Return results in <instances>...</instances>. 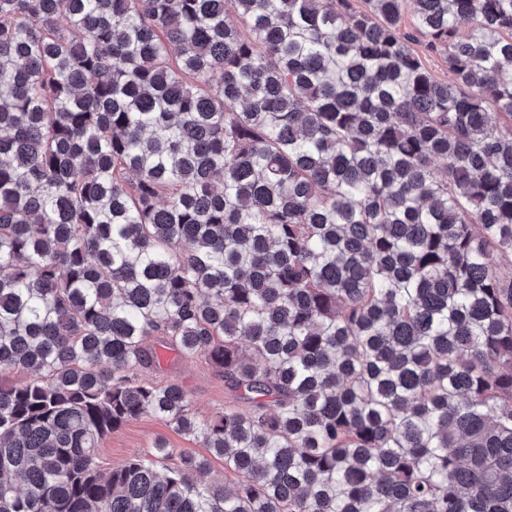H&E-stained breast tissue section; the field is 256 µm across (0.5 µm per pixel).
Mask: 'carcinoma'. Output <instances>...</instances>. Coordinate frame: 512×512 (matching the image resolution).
<instances>
[{
    "mask_svg": "<svg viewBox=\"0 0 512 512\" xmlns=\"http://www.w3.org/2000/svg\"><path fill=\"white\" fill-rule=\"evenodd\" d=\"M366 4L0 0V512H512V0ZM162 371L157 379L175 380L189 394L198 418H212L224 413L226 394L224 378L202 359L180 358L175 351L158 346ZM158 439L185 455H207L206 448L192 436L179 433L173 426L153 416H142L123 425L105 437L99 445V461L103 469H109L129 456L151 448Z\"/></svg>",
    "mask_w": 512,
    "mask_h": 512,
    "instance_id": "carcinoma-1",
    "label": "carcinoma"
}]
</instances>
